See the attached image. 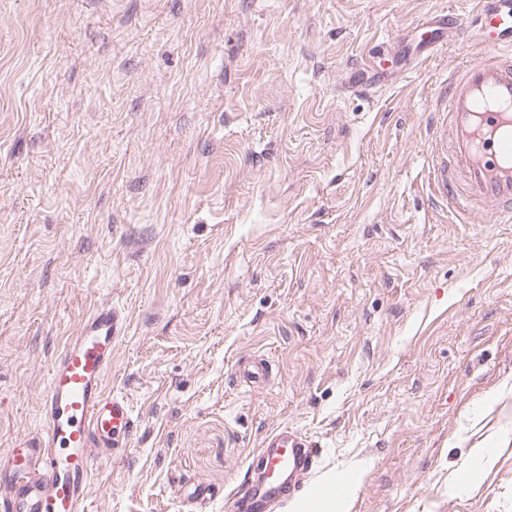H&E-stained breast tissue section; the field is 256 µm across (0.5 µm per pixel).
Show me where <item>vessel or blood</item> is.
<instances>
[{
  "mask_svg": "<svg viewBox=\"0 0 512 512\" xmlns=\"http://www.w3.org/2000/svg\"><path fill=\"white\" fill-rule=\"evenodd\" d=\"M450 27L471 30L481 49L454 63L433 102V191L459 220L490 213L511 224L512 0H480L471 18L440 19L428 48L443 46ZM126 329L125 315L106 304L68 337L49 370L35 447L0 451V512H88L95 459L127 445L134 428L128 400L104 388L112 347ZM258 464L265 495L235 493V512H263L301 491L333 497V488L313 481V444L296 431L267 434Z\"/></svg>",
  "mask_w": 512,
  "mask_h": 512,
  "instance_id": "b4317fda",
  "label": "vessel or blood"
}]
</instances>
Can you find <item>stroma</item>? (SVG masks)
Listing matches in <instances>:
<instances>
[{"mask_svg":"<svg viewBox=\"0 0 512 512\" xmlns=\"http://www.w3.org/2000/svg\"><path fill=\"white\" fill-rule=\"evenodd\" d=\"M477 8L0 0V449L35 443L109 302L135 429L89 512H232L280 427L316 479L355 474L337 512H512V223L426 190L430 102L472 47L421 55L420 24Z\"/></svg>","mask_w":512,"mask_h":512,"instance_id":"obj_1","label":"stroma"}]
</instances>
